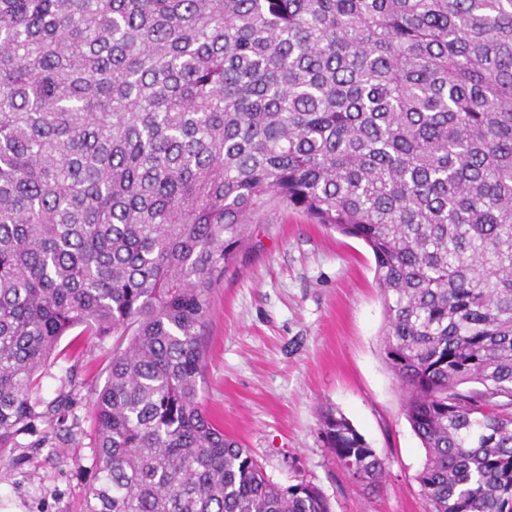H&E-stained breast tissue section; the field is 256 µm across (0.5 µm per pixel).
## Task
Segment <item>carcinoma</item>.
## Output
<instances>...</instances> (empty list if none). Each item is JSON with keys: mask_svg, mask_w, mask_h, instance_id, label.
Returning <instances> with one entry per match:
<instances>
[{"mask_svg": "<svg viewBox=\"0 0 512 512\" xmlns=\"http://www.w3.org/2000/svg\"><path fill=\"white\" fill-rule=\"evenodd\" d=\"M280 208L372 250L429 512H512V0H0V448L66 430L39 378L79 328L117 337L82 512H330L199 396L211 290Z\"/></svg>", "mask_w": 512, "mask_h": 512, "instance_id": "1", "label": "carcinoma"}]
</instances>
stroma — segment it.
I'll use <instances>...</instances> for the list:
<instances>
[{
	"label": "stroma",
	"instance_id": "obj_1",
	"mask_svg": "<svg viewBox=\"0 0 512 512\" xmlns=\"http://www.w3.org/2000/svg\"><path fill=\"white\" fill-rule=\"evenodd\" d=\"M253 221V247L211 294L204 408L274 482H312L331 512H426L417 481L425 450L380 353L384 310L370 248L296 211ZM111 357V344L79 339L42 377L44 402L76 393L79 425L60 447H42L56 427L38 419L18 447L0 448V512H81L92 480L91 397ZM328 408L384 459L376 491L352 483L324 448Z\"/></svg>",
	"mask_w": 512,
	"mask_h": 512
}]
</instances>
